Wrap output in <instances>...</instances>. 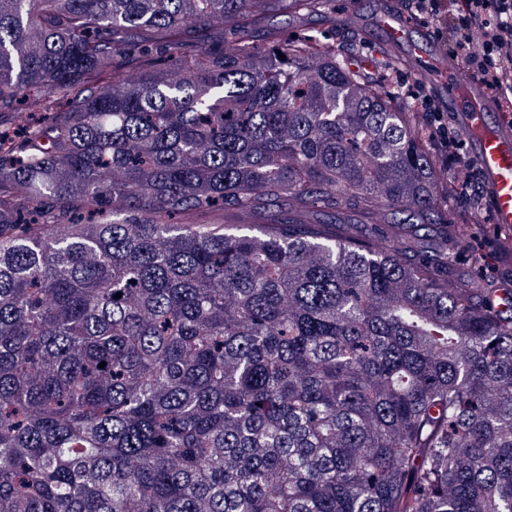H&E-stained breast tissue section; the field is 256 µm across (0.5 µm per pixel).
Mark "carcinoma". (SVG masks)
I'll list each match as a JSON object with an SVG mask.
<instances>
[{"label":"carcinoma","mask_w":512,"mask_h":512,"mask_svg":"<svg viewBox=\"0 0 512 512\" xmlns=\"http://www.w3.org/2000/svg\"><path fill=\"white\" fill-rule=\"evenodd\" d=\"M327 3L0 0V102L67 101L0 153V512H512V289L412 110L330 41L177 53Z\"/></svg>","instance_id":"carcinoma-1"}]
</instances>
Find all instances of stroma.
<instances>
[{"label": "stroma", "instance_id": "obj_1", "mask_svg": "<svg viewBox=\"0 0 512 512\" xmlns=\"http://www.w3.org/2000/svg\"><path fill=\"white\" fill-rule=\"evenodd\" d=\"M330 8L337 16H357L355 25H340L328 28L320 16L288 17L277 15L268 18L269 26L277 28L282 38L305 39L311 36H325L342 50L353 51L354 55L369 61H378L389 52L404 54L407 45L423 43L432 48L444 49L452 35L448 21L410 10L407 0H330ZM395 11L401 14L407 25L406 42L388 50L386 37L378 24L381 15ZM404 98L415 102L413 114L415 124L425 130L424 144L432 163L443 182L458 184L464 182L472 160L470 146H462L461 158L449 162L437 158L439 147L438 130L456 131L454 117L448 110L445 90L429 82L410 69L403 68L392 75ZM62 97L39 99L37 92L14 98L10 103L0 104V129L8 130L15 141H22L24 132L18 126V114H28L32 123L47 121L53 111L64 106ZM448 221L456 231L458 241L456 269L465 275L491 282L498 288H512V258L500 255L496 242L503 230L491 221L489 209L469 210L458 198L448 200Z\"/></svg>", "mask_w": 512, "mask_h": 512}]
</instances>
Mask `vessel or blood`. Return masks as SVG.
<instances>
[{
    "instance_id": "vessel-or-blood-1",
    "label": "vessel or blood",
    "mask_w": 512,
    "mask_h": 512,
    "mask_svg": "<svg viewBox=\"0 0 512 512\" xmlns=\"http://www.w3.org/2000/svg\"><path fill=\"white\" fill-rule=\"evenodd\" d=\"M407 62L422 76L447 84L448 108L472 146L495 222L510 231L499 240L498 249L504 255L512 253V125L500 119L499 100L478 79L464 76L462 62L452 55L418 46Z\"/></svg>"
}]
</instances>
